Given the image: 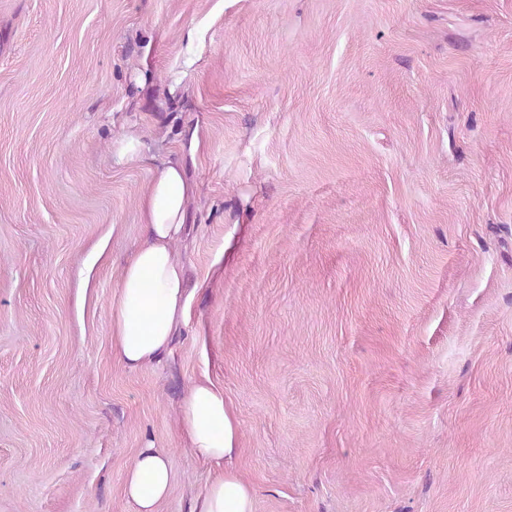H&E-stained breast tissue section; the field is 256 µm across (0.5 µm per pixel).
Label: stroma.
I'll list each match as a JSON object with an SVG mask.
<instances>
[{
	"instance_id": "obj_1",
	"label": "stroma",
	"mask_w": 512,
	"mask_h": 512,
	"mask_svg": "<svg viewBox=\"0 0 512 512\" xmlns=\"http://www.w3.org/2000/svg\"><path fill=\"white\" fill-rule=\"evenodd\" d=\"M179 159L187 318L131 371ZM205 375L255 512H512V0H0V512H123L149 444L189 512ZM112 156L121 165H139L146 160L142 141L133 133H126L114 141ZM194 193L184 165L164 163L140 199L145 236L121 265L112 298V354L127 369L160 362L187 315L185 266L174 246L187 233Z\"/></svg>"
}]
</instances>
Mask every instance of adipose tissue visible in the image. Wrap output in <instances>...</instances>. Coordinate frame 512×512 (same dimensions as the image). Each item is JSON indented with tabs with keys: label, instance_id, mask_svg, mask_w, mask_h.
I'll return each instance as SVG.
<instances>
[{
	"label": "adipose tissue",
	"instance_id": "obj_1",
	"mask_svg": "<svg viewBox=\"0 0 512 512\" xmlns=\"http://www.w3.org/2000/svg\"><path fill=\"white\" fill-rule=\"evenodd\" d=\"M194 192L182 163H164L140 199L145 236L121 265L112 298V354L127 369L160 362L187 315L185 266L174 253L186 232L187 205ZM180 420L191 452L219 467V474L194 503L193 512H254V492L233 467L239 425L210 378L189 387ZM173 483L166 454L141 449L127 468L122 489L126 512H160Z\"/></svg>",
	"mask_w": 512,
	"mask_h": 512
}]
</instances>
